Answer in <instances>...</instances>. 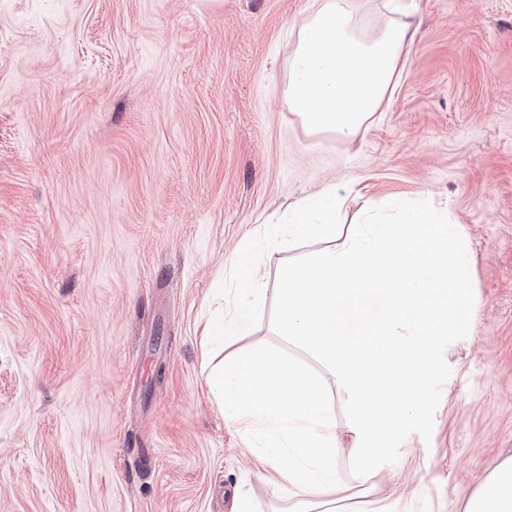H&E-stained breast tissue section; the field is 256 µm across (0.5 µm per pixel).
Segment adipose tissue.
<instances>
[{"instance_id":"adipose-tissue-1","label":"adipose tissue","mask_w":512,"mask_h":512,"mask_svg":"<svg viewBox=\"0 0 512 512\" xmlns=\"http://www.w3.org/2000/svg\"><path fill=\"white\" fill-rule=\"evenodd\" d=\"M414 37L411 19L387 22L368 34L353 0H321L289 56V109L313 133L359 132L387 100ZM463 512H512L511 459L467 498Z\"/></svg>"}]
</instances>
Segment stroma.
Returning a JSON list of instances; mask_svg holds the SVG:
<instances>
[{"label": "stroma", "mask_w": 512, "mask_h": 512, "mask_svg": "<svg viewBox=\"0 0 512 512\" xmlns=\"http://www.w3.org/2000/svg\"><path fill=\"white\" fill-rule=\"evenodd\" d=\"M320 0H0V512H286L203 365L251 236L330 188L431 201L470 248L474 309L430 442L351 474L357 512H463L512 458V0H396L418 32L367 127L284 102ZM322 242L271 249L277 274Z\"/></svg>", "instance_id": "obj_1"}]
</instances>
